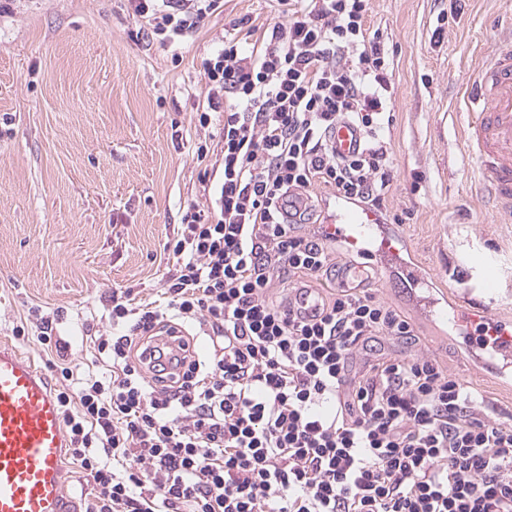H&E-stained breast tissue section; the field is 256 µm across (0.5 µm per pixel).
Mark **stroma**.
I'll return each mask as SVG.
<instances>
[{"mask_svg": "<svg viewBox=\"0 0 512 512\" xmlns=\"http://www.w3.org/2000/svg\"><path fill=\"white\" fill-rule=\"evenodd\" d=\"M371 8L369 31L393 67L387 213L447 289L512 316V221L470 193L478 166L459 108L512 0H464L454 18L449 0ZM278 9L276 0H224L170 45L147 39L125 0H0V339L30 355L49 385L51 354L16 338V327L42 308L84 374L92 335L112 330L113 290L163 303L166 244L189 207L207 206L192 122L201 63L234 22ZM420 343L512 424V392L470 372L429 331Z\"/></svg>", "mask_w": 512, "mask_h": 512, "instance_id": "35a3bbf8", "label": "stroma"}]
</instances>
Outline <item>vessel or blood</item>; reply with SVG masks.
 <instances>
[{
	"label": "vessel or blood",
	"mask_w": 512,
	"mask_h": 512,
	"mask_svg": "<svg viewBox=\"0 0 512 512\" xmlns=\"http://www.w3.org/2000/svg\"><path fill=\"white\" fill-rule=\"evenodd\" d=\"M465 139L475 158L481 195L491 197L498 215L512 220V34L498 40L483 60L464 95ZM359 127L343 119L328 135L337 158L354 156L363 140ZM336 242L357 247L365 263L349 265L342 279L349 285L370 271L403 276L412 285V309L440 342L452 343L475 372L502 384L512 383V336H503L491 354L474 342L479 321L500 317L469 298L438 286L434 275L410 247L396 248L398 225L354 199L336 195L324 213ZM148 357L166 370L193 357L194 347L182 329H166L153 337ZM67 446L56 397L33 360L11 344L0 343V512H76L62 477Z\"/></svg>",
	"instance_id": "obj_1"
}]
</instances>
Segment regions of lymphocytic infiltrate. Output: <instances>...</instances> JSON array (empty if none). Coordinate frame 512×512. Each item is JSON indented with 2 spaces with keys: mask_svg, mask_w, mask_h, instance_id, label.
I'll list each match as a JSON object with an SVG mask.
<instances>
[{
  "mask_svg": "<svg viewBox=\"0 0 512 512\" xmlns=\"http://www.w3.org/2000/svg\"><path fill=\"white\" fill-rule=\"evenodd\" d=\"M203 63L194 115L210 162L208 208H188L167 248L165 307L113 290L101 373L57 369L69 455L94 512H512V425L419 350L413 319L372 288H336L314 314L299 295L344 255L308 211L315 190L381 209L394 179L384 140L392 74L366 35L370 0H278ZM223 0H128L151 38L193 34ZM365 134L341 163L328 132ZM294 281L286 299L284 278ZM199 324L204 358L169 377L143 364L159 327ZM396 340L409 356L368 358Z\"/></svg>",
  "mask_w": 512,
  "mask_h": 512,
  "instance_id": "lymphocytic-infiltrate-1",
  "label": "lymphocytic infiltrate"
}]
</instances>
